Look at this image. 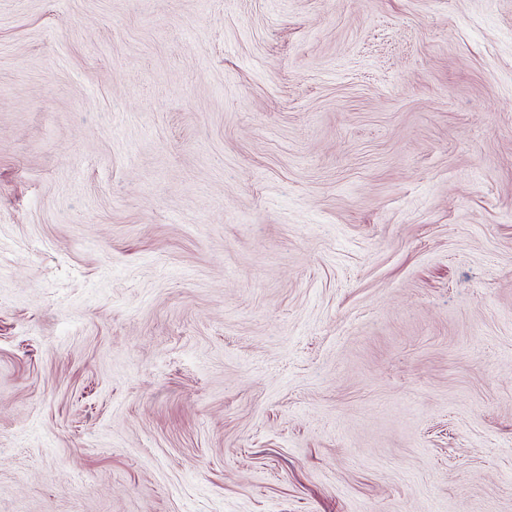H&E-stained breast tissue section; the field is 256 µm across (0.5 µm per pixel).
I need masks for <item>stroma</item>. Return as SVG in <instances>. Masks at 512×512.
Returning <instances> with one entry per match:
<instances>
[{"label":"stroma","mask_w":512,"mask_h":512,"mask_svg":"<svg viewBox=\"0 0 512 512\" xmlns=\"http://www.w3.org/2000/svg\"><path fill=\"white\" fill-rule=\"evenodd\" d=\"M0 512H512V0H0Z\"/></svg>","instance_id":"35a3bbf8"}]
</instances>
